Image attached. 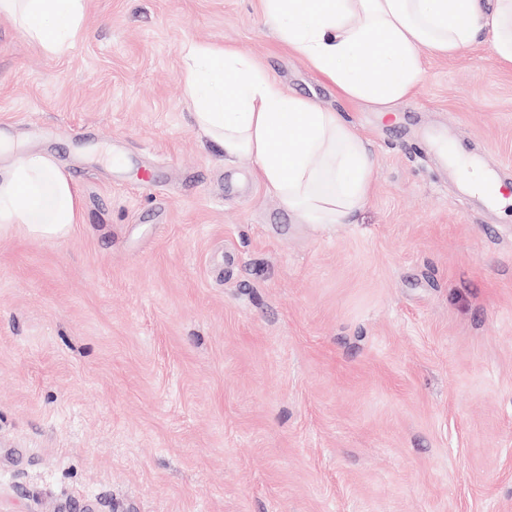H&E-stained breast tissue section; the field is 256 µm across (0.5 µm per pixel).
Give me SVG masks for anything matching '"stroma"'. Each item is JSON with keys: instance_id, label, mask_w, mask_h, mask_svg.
Returning <instances> with one entry per match:
<instances>
[{"instance_id": "obj_1", "label": "stroma", "mask_w": 512, "mask_h": 512, "mask_svg": "<svg viewBox=\"0 0 512 512\" xmlns=\"http://www.w3.org/2000/svg\"><path fill=\"white\" fill-rule=\"evenodd\" d=\"M193 42L367 139L352 223L298 222L193 127ZM422 61L386 109L260 0H86L62 57L0 16V141L80 205L65 241L0 236V512H512V213L438 150L512 164V67L486 31Z\"/></svg>"}]
</instances>
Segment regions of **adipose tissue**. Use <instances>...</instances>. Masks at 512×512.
Listing matches in <instances>:
<instances>
[{
  "label": "adipose tissue",
  "mask_w": 512,
  "mask_h": 512,
  "mask_svg": "<svg viewBox=\"0 0 512 512\" xmlns=\"http://www.w3.org/2000/svg\"><path fill=\"white\" fill-rule=\"evenodd\" d=\"M268 22L349 100L381 107L405 98L423 78L421 51L453 56L490 28L499 61L512 64V0H262ZM22 35L61 56L83 29L85 0H0ZM184 86L195 125L224 151L254 158V177L303 222L344 224L365 203L374 163L364 137L338 112L287 93L230 47L183 49ZM69 178L42 153L0 169V234L21 227L62 241L79 221Z\"/></svg>",
  "instance_id": "1"
}]
</instances>
